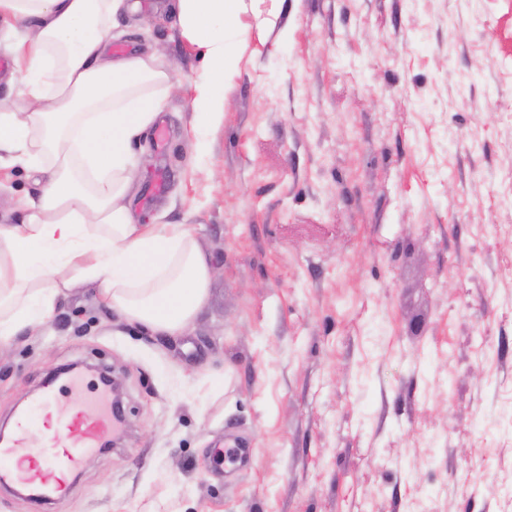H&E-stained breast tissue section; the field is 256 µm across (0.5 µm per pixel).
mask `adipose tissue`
Listing matches in <instances>:
<instances>
[{
  "label": "adipose tissue",
  "instance_id": "adipose-tissue-1",
  "mask_svg": "<svg viewBox=\"0 0 512 512\" xmlns=\"http://www.w3.org/2000/svg\"><path fill=\"white\" fill-rule=\"evenodd\" d=\"M135 0H0V48L23 80L0 108V165L40 175L21 220L0 224V345L36 330L81 285L126 323L178 338L206 306L215 270L183 224L138 223L127 202L133 146L171 86L151 55L109 57L115 18ZM246 0H177L198 39L204 80L197 126L224 109Z\"/></svg>",
  "mask_w": 512,
  "mask_h": 512
}]
</instances>
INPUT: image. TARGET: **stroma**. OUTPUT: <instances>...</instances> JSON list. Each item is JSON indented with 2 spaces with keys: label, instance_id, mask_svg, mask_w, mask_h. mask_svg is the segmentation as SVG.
Returning <instances> with one entry per match:
<instances>
[{
  "label": "stroma",
  "instance_id": "stroma-1",
  "mask_svg": "<svg viewBox=\"0 0 512 512\" xmlns=\"http://www.w3.org/2000/svg\"><path fill=\"white\" fill-rule=\"evenodd\" d=\"M138 2L112 44L174 86L129 204L216 274L176 340L91 287L12 340L0 426L58 366L122 382L47 512H512V0H256L204 133L199 47ZM35 191L1 168L0 224Z\"/></svg>",
  "mask_w": 512,
  "mask_h": 512
}]
</instances>
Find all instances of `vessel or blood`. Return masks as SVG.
<instances>
[{"mask_svg": "<svg viewBox=\"0 0 512 512\" xmlns=\"http://www.w3.org/2000/svg\"><path fill=\"white\" fill-rule=\"evenodd\" d=\"M60 394L55 384L46 385L35 411L17 417L10 438L0 442V480L31 488L39 507L66 495L68 476L80 469L86 454L103 445L114 426L106 405L90 411L76 402L62 404ZM37 425L50 429L47 447L27 445Z\"/></svg>", "mask_w": 512, "mask_h": 512, "instance_id": "obj_1", "label": "vessel or blood"}]
</instances>
